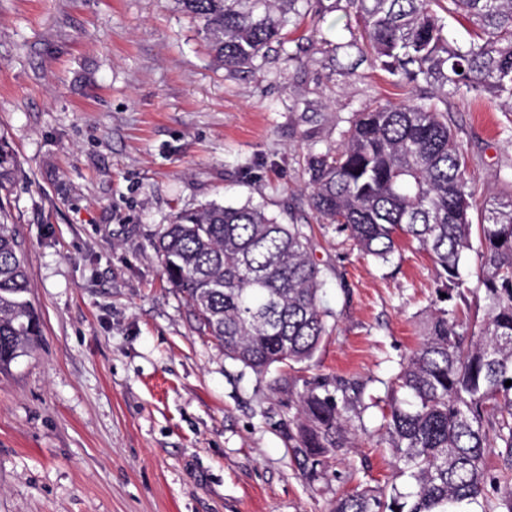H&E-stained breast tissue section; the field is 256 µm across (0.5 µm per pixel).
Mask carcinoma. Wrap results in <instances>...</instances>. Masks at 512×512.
I'll list each match as a JSON object with an SVG mask.
<instances>
[{"instance_id":"carcinoma-1","label":"carcinoma","mask_w":512,"mask_h":512,"mask_svg":"<svg viewBox=\"0 0 512 512\" xmlns=\"http://www.w3.org/2000/svg\"><path fill=\"white\" fill-rule=\"evenodd\" d=\"M196 19L209 49L227 69L251 64L278 40L299 0L275 17L282 0H176ZM371 61L400 82L427 91L356 112L341 144L307 160L309 206L380 263L401 239L417 242L436 266L440 301L419 346L391 383L382 424L407 489L356 487L334 512H512V197L483 203L472 222L470 159L448 126V96L472 93L512 112V0H348ZM474 24L463 45L449 43L437 9ZM463 68L457 72V68ZM17 161L0 137V194L15 183ZM481 274L472 292L485 302L471 319L460 279L472 238ZM163 274L192 308L199 333L224 358L263 374L276 364L311 359L330 312L320 270L302 224H282L259 206L205 203L177 212L154 242ZM26 257L0 201V373L41 336L30 300ZM348 384L307 385L293 451L306 475L326 474L350 447L354 402ZM495 451L499 466L486 468Z\"/></svg>"}]
</instances>
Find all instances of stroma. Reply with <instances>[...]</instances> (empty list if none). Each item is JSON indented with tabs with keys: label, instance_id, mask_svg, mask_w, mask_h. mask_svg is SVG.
<instances>
[{
	"label": "stroma",
	"instance_id": "35a3bbf8",
	"mask_svg": "<svg viewBox=\"0 0 512 512\" xmlns=\"http://www.w3.org/2000/svg\"><path fill=\"white\" fill-rule=\"evenodd\" d=\"M253 62L225 69L174 0H0V136L38 347L0 374V512H333L358 484L404 485L376 400L437 297L416 244L374 261L315 224L329 333L258 375L199 336L154 234L215 201L312 221L309 154L353 113L399 101L360 59L347 0H311ZM476 201L512 196V112L448 99ZM359 382L352 448L308 479L288 436L313 380ZM17 161L8 143L0 137V194H9L15 183Z\"/></svg>",
	"mask_w": 512,
	"mask_h": 512
}]
</instances>
